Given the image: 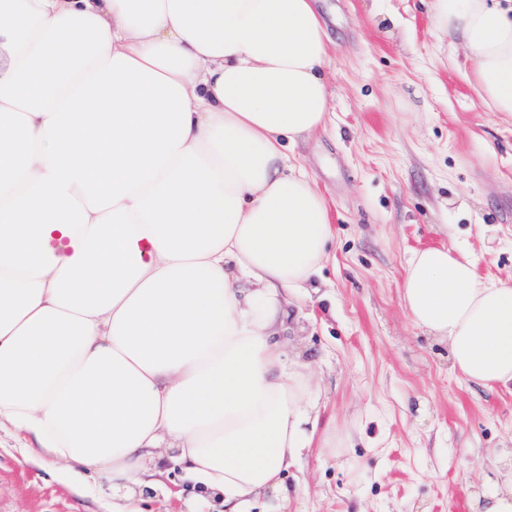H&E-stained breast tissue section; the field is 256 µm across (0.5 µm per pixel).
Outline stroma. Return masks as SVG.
I'll use <instances>...</instances> for the list:
<instances>
[{
    "label": "stroma",
    "instance_id": "obj_1",
    "mask_svg": "<svg viewBox=\"0 0 512 512\" xmlns=\"http://www.w3.org/2000/svg\"><path fill=\"white\" fill-rule=\"evenodd\" d=\"M332 40L331 110L289 152L326 195L335 238L307 296L277 327L305 362L319 430L352 446L313 448L285 476V512H473L512 448V388L467 382L448 345L401 300L411 252L465 248L479 280L512 283V120L489 111L448 61L429 0H316ZM0 426V512H112L108 482L61 471ZM141 512H224L165 462Z\"/></svg>",
    "mask_w": 512,
    "mask_h": 512
}]
</instances>
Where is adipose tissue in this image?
Returning <instances> with one entry per match:
<instances>
[{
  "label": "adipose tissue",
  "instance_id": "ef3b65f1",
  "mask_svg": "<svg viewBox=\"0 0 512 512\" xmlns=\"http://www.w3.org/2000/svg\"><path fill=\"white\" fill-rule=\"evenodd\" d=\"M489 111L512 118V0H432ZM313 0H0V425L114 512L173 451L224 512L280 496L318 400L273 337L334 237L287 147L326 123ZM407 260L412 323L454 370L512 385V283Z\"/></svg>",
  "mask_w": 512,
  "mask_h": 512
}]
</instances>
